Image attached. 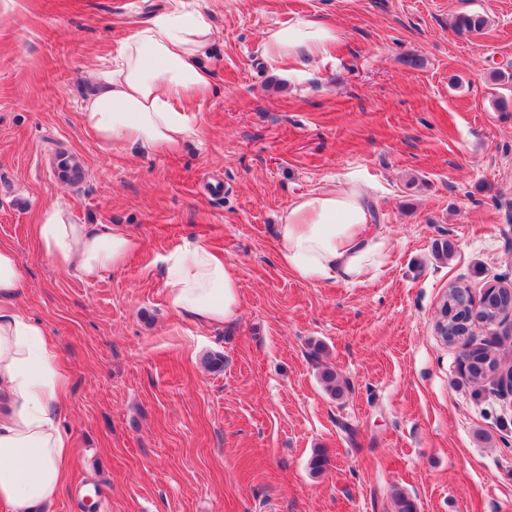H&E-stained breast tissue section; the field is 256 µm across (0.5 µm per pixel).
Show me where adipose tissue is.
<instances>
[{"mask_svg":"<svg viewBox=\"0 0 512 512\" xmlns=\"http://www.w3.org/2000/svg\"><path fill=\"white\" fill-rule=\"evenodd\" d=\"M214 33L208 15L186 10L183 0L129 30L111 63L92 73L82 106L83 126L103 151L179 149L195 131L192 103L210 91L199 61ZM336 39L334 27L299 19L267 34L265 54L273 62L323 60ZM36 232L51 263L88 280L120 268L139 247L121 226L74 223L60 203L42 211ZM277 247L300 281L362 284L387 269L395 241L377 227L368 195L352 180L293 201L280 217ZM164 273L172 307L198 324L237 317L239 278L209 245L168 257ZM25 287L16 254L0 247V512H38L59 496L74 461L60 423L66 376L46 327L17 302Z\"/></svg>","mask_w":512,"mask_h":512,"instance_id":"1","label":"adipose tissue"}]
</instances>
